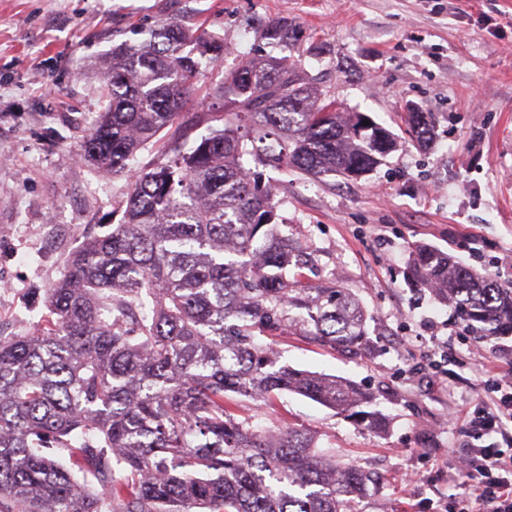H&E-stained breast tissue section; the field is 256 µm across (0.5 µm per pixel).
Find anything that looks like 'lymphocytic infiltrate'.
Here are the masks:
<instances>
[{
    "instance_id": "lymphocytic-infiltrate-1",
    "label": "lymphocytic infiltrate",
    "mask_w": 512,
    "mask_h": 512,
    "mask_svg": "<svg viewBox=\"0 0 512 512\" xmlns=\"http://www.w3.org/2000/svg\"><path fill=\"white\" fill-rule=\"evenodd\" d=\"M482 373L485 397L470 408H448L449 426L467 438L448 471L472 491L448 505L447 512H512V369L486 361Z\"/></svg>"
}]
</instances>
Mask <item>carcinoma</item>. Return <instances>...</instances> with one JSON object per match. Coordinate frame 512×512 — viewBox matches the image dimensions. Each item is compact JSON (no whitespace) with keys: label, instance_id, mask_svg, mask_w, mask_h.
<instances>
[{"label":"carcinoma","instance_id":"1","mask_svg":"<svg viewBox=\"0 0 512 512\" xmlns=\"http://www.w3.org/2000/svg\"><path fill=\"white\" fill-rule=\"evenodd\" d=\"M294 34L286 17L256 30L283 52ZM227 54L223 38L172 22L104 61L108 106L82 160L123 173L174 133L136 172L122 220L68 259L48 319L0 336V512H352L366 491V474L316 434L260 428L225 397L289 392L385 427L372 393L273 350L300 336L361 357L372 340L350 292L305 280L312 253L282 235L258 175L349 178L396 142L367 114L336 109L286 55L224 67L209 89L220 107L180 124L202 66L223 67ZM409 127L429 140L433 114L409 113ZM409 270L468 331L512 335V281L429 246Z\"/></svg>","mask_w":512,"mask_h":512}]
</instances>
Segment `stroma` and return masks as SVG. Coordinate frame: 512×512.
<instances>
[{
	"mask_svg": "<svg viewBox=\"0 0 512 512\" xmlns=\"http://www.w3.org/2000/svg\"><path fill=\"white\" fill-rule=\"evenodd\" d=\"M285 16L291 60L347 111L385 126L398 147L357 179L271 168L281 230L306 243L316 285L346 288L367 314L362 358L283 338L281 359L373 391L385 431L356 425L303 396L268 403L266 426L292 425L373 478L355 512H435L470 493L448 477L461 437L441 423L449 398L478 399L481 359L512 360V336L477 339L452 309L412 286L420 245L512 280V0H0V334L29 332L48 288L87 236L125 209L127 177L99 183L80 160L104 102L100 57L135 30L177 22L255 55V27ZM434 113L429 146L412 142L409 107ZM459 334L470 364L433 375L415 337L426 325Z\"/></svg>",
	"mask_w": 512,
	"mask_h": 512,
	"instance_id": "1",
	"label": "stroma"
}]
</instances>
